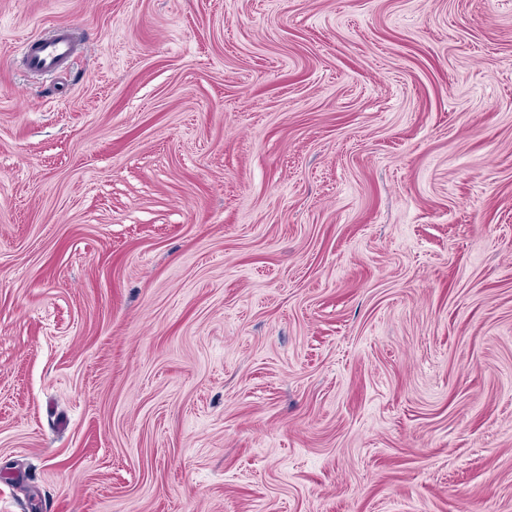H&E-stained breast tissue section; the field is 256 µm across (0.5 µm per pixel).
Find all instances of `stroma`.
Returning <instances> with one entry per match:
<instances>
[{
	"label": "stroma",
	"mask_w": 512,
	"mask_h": 512,
	"mask_svg": "<svg viewBox=\"0 0 512 512\" xmlns=\"http://www.w3.org/2000/svg\"><path fill=\"white\" fill-rule=\"evenodd\" d=\"M0 512H512V0H0ZM84 50L74 29H55L49 35L28 40L21 46V60L33 76H54L64 72L70 61Z\"/></svg>",
	"instance_id": "1"
}]
</instances>
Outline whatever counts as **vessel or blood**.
<instances>
[{
  "mask_svg": "<svg viewBox=\"0 0 512 512\" xmlns=\"http://www.w3.org/2000/svg\"><path fill=\"white\" fill-rule=\"evenodd\" d=\"M84 50L76 30H54L28 40L21 47V60L33 76H54L64 72L70 61Z\"/></svg>",
  "mask_w": 512,
  "mask_h": 512,
  "instance_id": "vessel-or-blood-1",
  "label": "vessel or blood"
}]
</instances>
